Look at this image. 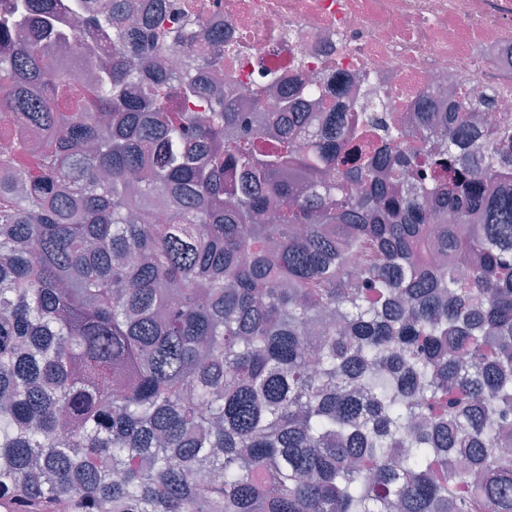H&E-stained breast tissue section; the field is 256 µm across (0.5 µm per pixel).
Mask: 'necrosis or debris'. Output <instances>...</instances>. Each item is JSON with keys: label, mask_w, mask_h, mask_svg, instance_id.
<instances>
[{"label": "necrosis or debris", "mask_w": 512, "mask_h": 512, "mask_svg": "<svg viewBox=\"0 0 512 512\" xmlns=\"http://www.w3.org/2000/svg\"><path fill=\"white\" fill-rule=\"evenodd\" d=\"M183 42L160 64L181 70L200 26L224 33V96L242 111L277 108L268 75L300 92L304 111L405 116L491 96L512 108V0H181ZM251 96H242L243 87Z\"/></svg>", "instance_id": "necrosis-or-debris-1"}]
</instances>
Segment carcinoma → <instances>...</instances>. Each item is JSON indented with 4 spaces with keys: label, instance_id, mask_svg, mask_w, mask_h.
Returning a JSON list of instances; mask_svg holds the SVG:
<instances>
[{
    "label": "carcinoma",
    "instance_id": "carcinoma-1",
    "mask_svg": "<svg viewBox=\"0 0 512 512\" xmlns=\"http://www.w3.org/2000/svg\"><path fill=\"white\" fill-rule=\"evenodd\" d=\"M53 2L0 17V501L512 512V121L240 112L177 3L75 14L83 78ZM78 33L79 38L76 43L84 54L85 70H93L101 62V59L105 58L104 44L107 41L91 26L82 28Z\"/></svg>",
    "mask_w": 512,
    "mask_h": 512
}]
</instances>
